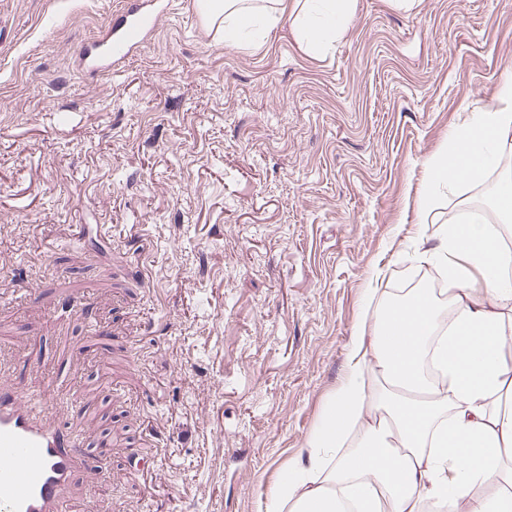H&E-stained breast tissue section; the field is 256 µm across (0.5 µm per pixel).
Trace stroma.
I'll return each instance as SVG.
<instances>
[{"mask_svg":"<svg viewBox=\"0 0 512 512\" xmlns=\"http://www.w3.org/2000/svg\"><path fill=\"white\" fill-rule=\"evenodd\" d=\"M121 2L0 0V357L85 442L70 512H267L368 296L512 172L427 171L512 77V0H355L324 53L173 0L90 78Z\"/></svg>","mask_w":512,"mask_h":512,"instance_id":"stroma-1","label":"stroma"}]
</instances>
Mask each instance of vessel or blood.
I'll return each mask as SVG.
<instances>
[{
    "instance_id": "obj_1",
    "label": "vessel or blood",
    "mask_w": 512,
    "mask_h": 512,
    "mask_svg": "<svg viewBox=\"0 0 512 512\" xmlns=\"http://www.w3.org/2000/svg\"><path fill=\"white\" fill-rule=\"evenodd\" d=\"M170 0H125L79 56L89 74L112 73L158 31ZM84 465L78 438L41 417L25 391L0 378V512H65L71 479Z\"/></svg>"
}]
</instances>
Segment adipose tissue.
Returning a JSON list of instances; mask_svg holds the SVG:
<instances>
[{"label": "adipose tissue", "mask_w": 512, "mask_h": 512, "mask_svg": "<svg viewBox=\"0 0 512 512\" xmlns=\"http://www.w3.org/2000/svg\"><path fill=\"white\" fill-rule=\"evenodd\" d=\"M226 40L253 15L272 27L292 18L305 48L343 32L353 0H195ZM498 103L466 115L429 170L433 187L480 179L512 149V80ZM491 204L499 221L465 212L440 244L423 252L448 283L367 306L350 371L307 440L309 465L293 463L270 491L268 512H512V372L502 351L512 340V173ZM432 357L438 381L423 370Z\"/></svg>", "instance_id": "obj_1"}]
</instances>
